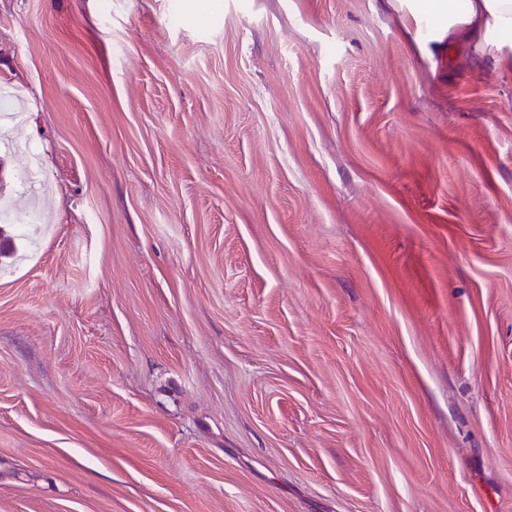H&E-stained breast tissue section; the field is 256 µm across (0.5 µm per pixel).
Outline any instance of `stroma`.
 Instances as JSON below:
<instances>
[{"label": "stroma", "mask_w": 512, "mask_h": 512, "mask_svg": "<svg viewBox=\"0 0 512 512\" xmlns=\"http://www.w3.org/2000/svg\"><path fill=\"white\" fill-rule=\"evenodd\" d=\"M0 512H512V69L424 0H0Z\"/></svg>", "instance_id": "35a3bbf8"}]
</instances>
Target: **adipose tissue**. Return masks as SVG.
<instances>
[{
	"label": "adipose tissue",
	"instance_id": "ef3b65f1",
	"mask_svg": "<svg viewBox=\"0 0 512 512\" xmlns=\"http://www.w3.org/2000/svg\"><path fill=\"white\" fill-rule=\"evenodd\" d=\"M434 11L445 15L448 42L472 41L488 52L494 63L512 65V0H432Z\"/></svg>",
	"mask_w": 512,
	"mask_h": 512
}]
</instances>
